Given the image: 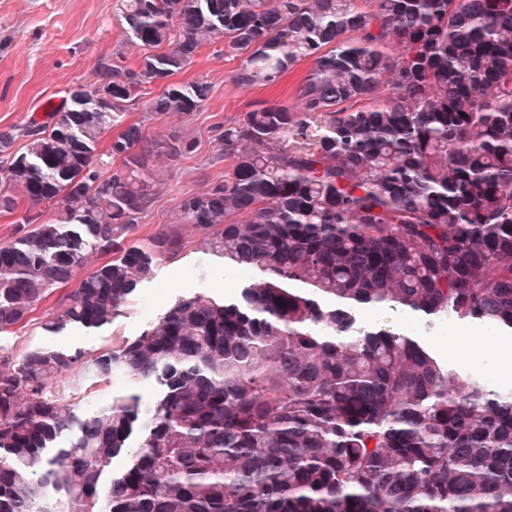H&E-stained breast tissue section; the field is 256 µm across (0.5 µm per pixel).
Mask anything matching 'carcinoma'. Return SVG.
Instances as JSON below:
<instances>
[{"mask_svg": "<svg viewBox=\"0 0 512 512\" xmlns=\"http://www.w3.org/2000/svg\"><path fill=\"white\" fill-rule=\"evenodd\" d=\"M120 14L136 66L102 60L22 152L0 132V212L26 205L0 244V332L74 281L43 330L109 324L193 243L264 281L181 297L103 352L0 355V512H512V393L354 315L512 335V0H122ZM220 40L239 85L312 66L292 104L224 127V178L135 244L148 155L192 144L141 121L99 142L148 85L164 84L150 118L198 111L210 84L171 78ZM93 251L108 260L79 275ZM114 374L162 390L94 412L51 390Z\"/></svg>", "mask_w": 512, "mask_h": 512, "instance_id": "obj_1", "label": "carcinoma"}]
</instances>
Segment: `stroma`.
Returning <instances> with one entry per match:
<instances>
[{
	"label": "stroma",
	"instance_id": "stroma-1",
	"mask_svg": "<svg viewBox=\"0 0 512 512\" xmlns=\"http://www.w3.org/2000/svg\"><path fill=\"white\" fill-rule=\"evenodd\" d=\"M119 53L128 66L137 65L139 51L127 40L117 0H0V131L43 118L48 105L60 104L71 87L92 82L99 62ZM237 66V61L225 57L223 43L205 45L176 77L180 83H210V95L198 112L145 120V106L162 91L161 86L152 85L140 91L137 105L124 114V123L145 121V132L151 138L182 137L194 142L193 151L180 157L159 154L150 158L149 166L157 170L160 181L132 242L146 240L157 225L175 223L179 202L202 192L227 171V163L216 160L226 123L242 118L261 102L292 103L312 63H298L278 84L249 87L233 81ZM262 278L257 270L237 275L235 269L225 268L220 256L190 246L174 259L155 262L151 278L139 285L112 323L94 330L66 329L51 336L42 329V317L37 314L0 333V355L16 357L44 345L100 352L138 335L179 297L203 292L229 298L243 280ZM357 324L416 335L450 370L503 392L512 390V373L506 370L512 363V336L478 332L464 321L430 328L421 317L401 309H363L357 314ZM72 385L90 411L105 407L119 395L133 392L149 400L158 391L155 383L133 384L122 376L107 382L76 379Z\"/></svg>",
	"mask_w": 512,
	"mask_h": 512
}]
</instances>
